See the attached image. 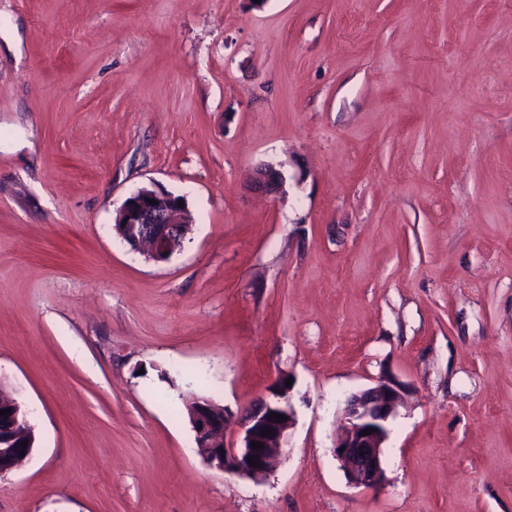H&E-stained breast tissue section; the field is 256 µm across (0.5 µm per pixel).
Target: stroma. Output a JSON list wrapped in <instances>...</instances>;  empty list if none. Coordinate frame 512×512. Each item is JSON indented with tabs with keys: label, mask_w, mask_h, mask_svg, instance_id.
<instances>
[{
	"label": "stroma",
	"mask_w": 512,
	"mask_h": 512,
	"mask_svg": "<svg viewBox=\"0 0 512 512\" xmlns=\"http://www.w3.org/2000/svg\"><path fill=\"white\" fill-rule=\"evenodd\" d=\"M149 185L161 263L113 228ZM382 376L367 490L332 442ZM282 379L281 464L209 469L187 403ZM0 384V512H512V0H0ZM287 178L282 169L272 164H263L256 168L254 187L266 194H286ZM155 200V205L149 203ZM183 198L153 186L127 197L115 220L118 236L148 260L165 262L181 249L192 227ZM402 388L394 378L384 377L345 401L341 433L333 442L332 453L355 487L377 489L385 481L383 448L402 399ZM369 428L374 431L363 436ZM10 409L11 413L0 416V440L1 431L5 424L8 427L5 430L4 439L9 446L0 447V476H4L15 470L32 453V440L29 438V425L27 422V411L16 398L9 394H0V410ZM27 441L26 447H22V442ZM21 450L25 454L20 455Z\"/></svg>",
	"instance_id": "obj_1"
}]
</instances>
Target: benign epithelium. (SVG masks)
Returning <instances> with one entry per match:
<instances>
[{
	"label": "benign epithelium",
	"instance_id": "1",
	"mask_svg": "<svg viewBox=\"0 0 512 512\" xmlns=\"http://www.w3.org/2000/svg\"><path fill=\"white\" fill-rule=\"evenodd\" d=\"M287 178L282 169L272 164L256 168L254 187L266 194H286ZM155 204H150V201ZM182 197L153 186H144L127 197L115 220L118 236L132 249L149 260L165 262L181 249L192 227L186 207L178 204ZM403 385L392 377H384L359 393L350 395L343 409L341 433L333 442L332 453L349 481L356 487L377 489L385 481L382 463L384 444L390 433V422L397 414ZM190 422L198 443V452L210 468L251 480L265 477L283 453L289 430L295 424L290 388L279 381L270 397L255 401L237 414L227 407H218L207 398H196L188 404ZM11 413L0 416V428L6 427L8 445L0 447V476L15 470L32 453L27 411L16 398L0 394V410ZM287 417L276 421L271 413ZM239 423L240 442L227 443L225 434ZM272 429L269 437L262 435ZM372 429L364 436L362 432ZM27 445H22V442ZM263 448L255 450L251 442ZM249 457L259 458L252 467Z\"/></svg>",
	"mask_w": 512,
	"mask_h": 512
}]
</instances>
